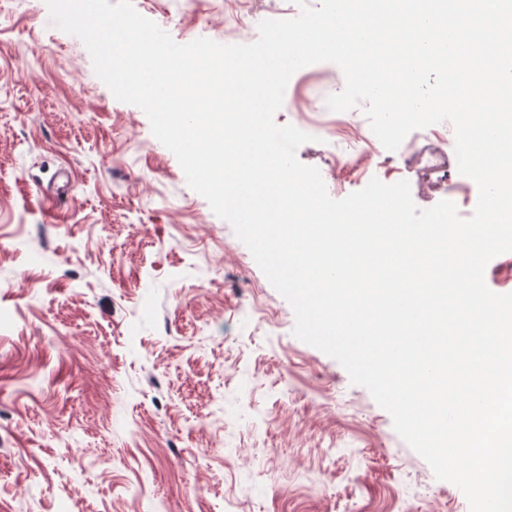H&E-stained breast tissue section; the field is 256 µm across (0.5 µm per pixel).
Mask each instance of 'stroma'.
I'll return each mask as SVG.
<instances>
[{
	"instance_id": "stroma-1",
	"label": "stroma",
	"mask_w": 512,
	"mask_h": 512,
	"mask_svg": "<svg viewBox=\"0 0 512 512\" xmlns=\"http://www.w3.org/2000/svg\"><path fill=\"white\" fill-rule=\"evenodd\" d=\"M132 5L180 44L259 37L234 0ZM344 85L305 66L275 123L312 133ZM431 146L360 160L332 198L405 180L418 208L474 212ZM294 322L45 0H0V512H470Z\"/></svg>"
}]
</instances>
